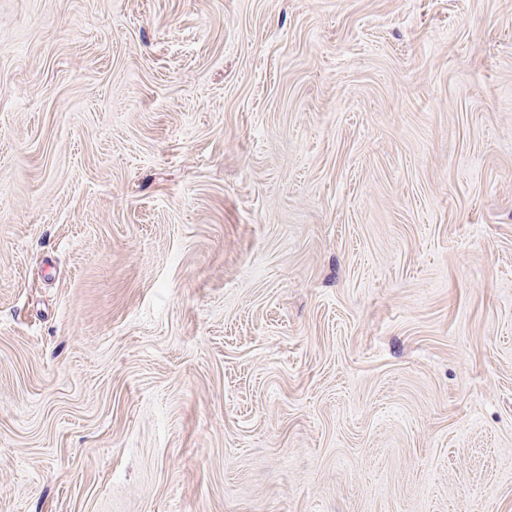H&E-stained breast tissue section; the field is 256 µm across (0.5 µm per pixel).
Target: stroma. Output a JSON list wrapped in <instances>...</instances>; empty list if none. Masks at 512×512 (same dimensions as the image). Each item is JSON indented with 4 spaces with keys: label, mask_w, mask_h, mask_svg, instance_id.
<instances>
[{
    "label": "stroma",
    "mask_w": 512,
    "mask_h": 512,
    "mask_svg": "<svg viewBox=\"0 0 512 512\" xmlns=\"http://www.w3.org/2000/svg\"><path fill=\"white\" fill-rule=\"evenodd\" d=\"M0 512H512V0H0Z\"/></svg>",
    "instance_id": "stroma-1"
}]
</instances>
